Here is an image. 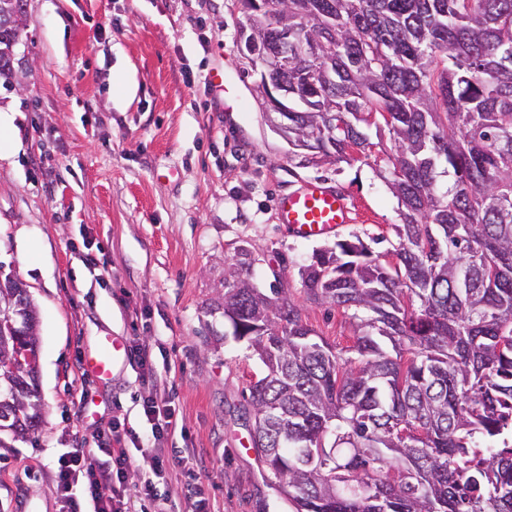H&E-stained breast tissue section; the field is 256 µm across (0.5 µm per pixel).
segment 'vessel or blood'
<instances>
[{
	"instance_id": "vessel-or-blood-1",
	"label": "vessel or blood",
	"mask_w": 512,
	"mask_h": 512,
	"mask_svg": "<svg viewBox=\"0 0 512 512\" xmlns=\"http://www.w3.org/2000/svg\"><path fill=\"white\" fill-rule=\"evenodd\" d=\"M279 223L288 226L297 237L317 240L337 235L354 221L352 204L346 194L320 180H309L280 197L277 204ZM121 339L104 337L97 349L86 356L85 370L97 378H108L115 364L125 359Z\"/></svg>"
}]
</instances>
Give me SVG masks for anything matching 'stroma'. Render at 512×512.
<instances>
[{"label": "stroma", "mask_w": 512, "mask_h": 512, "mask_svg": "<svg viewBox=\"0 0 512 512\" xmlns=\"http://www.w3.org/2000/svg\"><path fill=\"white\" fill-rule=\"evenodd\" d=\"M244 21L238 0H28L22 86L0 85L13 113L0 138L20 145L0 160V271L38 309L45 424L34 444L0 436V512H62L58 456L111 422L147 432L137 362L103 382L83 368L110 335L149 345L180 426L165 448L202 466L216 512H293L252 443L248 387L265 368L224 332L226 265L259 255L253 285L284 289L317 336L347 348L349 315L301 285L329 242L291 236L278 197L322 179L354 206L348 233L390 242L398 200L376 168L293 153L254 78L225 120L208 77L237 66Z\"/></svg>", "instance_id": "obj_1"}]
</instances>
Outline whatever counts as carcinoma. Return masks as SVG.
Masks as SVG:
<instances>
[{
	"instance_id": "obj_1",
	"label": "carcinoma",
	"mask_w": 512,
	"mask_h": 512,
	"mask_svg": "<svg viewBox=\"0 0 512 512\" xmlns=\"http://www.w3.org/2000/svg\"><path fill=\"white\" fill-rule=\"evenodd\" d=\"M4 1L7 85L27 0ZM239 2L258 17L240 35L278 60L288 144L369 166V130L387 127L400 220L392 248L353 233L300 271L309 299L352 311L340 352L282 289L252 285L248 250L225 270L224 320L265 367L249 385L255 448L295 512H512V0ZM6 395L0 419L36 438L37 372Z\"/></svg>"
}]
</instances>
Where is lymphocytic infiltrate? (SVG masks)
<instances>
[{"mask_svg":"<svg viewBox=\"0 0 512 512\" xmlns=\"http://www.w3.org/2000/svg\"><path fill=\"white\" fill-rule=\"evenodd\" d=\"M141 407L150 426V434L141 446L151 478L130 484L126 434L116 425H108L97 432L94 448H74L57 460L55 480L65 512H129L128 492L132 489L140 500L151 505L152 512H165L167 498L159 493L158 485L171 480L180 485L187 512H212L197 464L185 457H170L163 449L175 420L172 400L152 389ZM77 485L82 488L78 495L73 492Z\"/></svg>","mask_w":512,"mask_h":512,"instance_id":"f902f5d3","label":"lymphocytic infiltrate"}]
</instances>
